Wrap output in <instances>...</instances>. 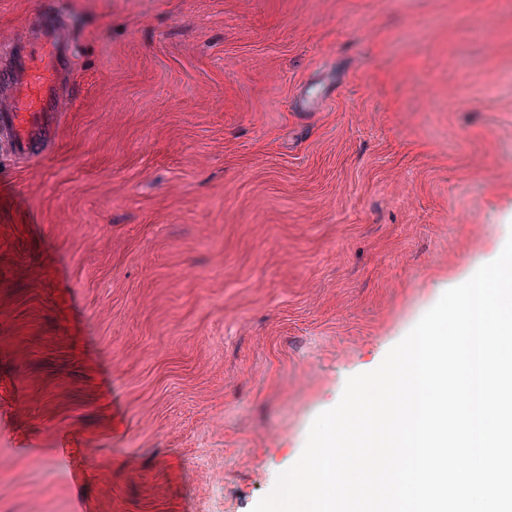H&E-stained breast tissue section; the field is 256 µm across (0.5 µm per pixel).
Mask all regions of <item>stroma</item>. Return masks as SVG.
<instances>
[{"label": "stroma", "instance_id": "obj_1", "mask_svg": "<svg viewBox=\"0 0 512 512\" xmlns=\"http://www.w3.org/2000/svg\"><path fill=\"white\" fill-rule=\"evenodd\" d=\"M49 9L79 100L0 166V512H251L512 236V0H0V55Z\"/></svg>", "mask_w": 512, "mask_h": 512}]
</instances>
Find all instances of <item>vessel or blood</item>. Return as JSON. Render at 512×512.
I'll return each mask as SVG.
<instances>
[{"label": "vessel or blood", "mask_w": 512, "mask_h": 512, "mask_svg": "<svg viewBox=\"0 0 512 512\" xmlns=\"http://www.w3.org/2000/svg\"><path fill=\"white\" fill-rule=\"evenodd\" d=\"M14 53L0 62V141L14 162H26L54 143L61 117L75 101L69 64L70 29L54 18L37 32L18 28Z\"/></svg>", "instance_id": "vessel-or-blood-1"}]
</instances>
